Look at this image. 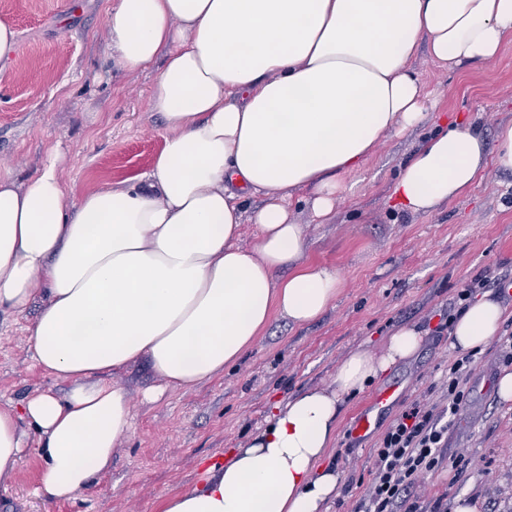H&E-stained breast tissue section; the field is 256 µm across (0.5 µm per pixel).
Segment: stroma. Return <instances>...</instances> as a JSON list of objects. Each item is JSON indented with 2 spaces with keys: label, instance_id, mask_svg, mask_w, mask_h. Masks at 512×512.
I'll list each match as a JSON object with an SVG mask.
<instances>
[{
  "label": "stroma",
  "instance_id": "obj_1",
  "mask_svg": "<svg viewBox=\"0 0 512 512\" xmlns=\"http://www.w3.org/2000/svg\"><path fill=\"white\" fill-rule=\"evenodd\" d=\"M114 0H0V22L13 26L18 46L0 68V176L24 182L56 161L68 200L122 184L148 170L166 130L149 95L160 69L125 72L110 48L105 20ZM430 97L425 122L381 140L361 171L344 176L349 191L325 223L315 219L308 192L291 200L305 228L304 262L341 275L333 305L316 321L296 326L274 317L241 359L210 382L145 400L159 379L146 363L116 376L129 393L133 426L112 453V468L87 497L51 503L38 493L41 463L24 455L16 478L0 487V512H160L164 497L201 482L204 460L245 447L277 402L331 385L353 351L382 353L403 324L417 325L419 350L379 381L346 397L335 449L339 492L329 512H354L373 477L372 450L394 419L441 387L458 352L449 333H436L457 291L477 274L512 273V174L486 163L464 195L430 213L395 208L393 185L403 165L441 118L462 116L494 142L512 123V42L491 61L447 69L427 55L413 62ZM39 302L25 313L0 311V405L69 384L38 368L27 341ZM465 379V407L448 429L447 456L473 461L462 474L448 467L425 478L427 497L474 500L478 512H512V402L499 400L505 367L497 341L475 356ZM389 387L398 397L371 409ZM372 410L373 431L353 437L358 415Z\"/></svg>",
  "mask_w": 512,
  "mask_h": 512
}]
</instances>
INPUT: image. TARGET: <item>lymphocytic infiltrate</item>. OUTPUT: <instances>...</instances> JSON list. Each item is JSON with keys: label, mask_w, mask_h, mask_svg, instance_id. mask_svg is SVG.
Here are the masks:
<instances>
[{"label": "lymphocytic infiltrate", "mask_w": 512, "mask_h": 512, "mask_svg": "<svg viewBox=\"0 0 512 512\" xmlns=\"http://www.w3.org/2000/svg\"><path fill=\"white\" fill-rule=\"evenodd\" d=\"M474 364L470 354L456 359L448 368L440 398L414 402L389 426L373 450V478L355 512H448L440 497L423 507L419 488L429 472L444 465L460 473L469 466L465 457L446 458L443 446L449 418L467 401L462 378Z\"/></svg>", "instance_id": "1"}]
</instances>
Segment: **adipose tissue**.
<instances>
[{
	"label": "adipose tissue",
	"instance_id": "adipose-tissue-1",
	"mask_svg": "<svg viewBox=\"0 0 512 512\" xmlns=\"http://www.w3.org/2000/svg\"><path fill=\"white\" fill-rule=\"evenodd\" d=\"M106 25L126 72L163 63L149 106L166 136L151 168L72 203L55 163L21 185L0 178V309L42 299L31 356L71 384L0 407V484L32 452L43 462L39 492L54 502L89 494L132 428L114 373L144 360L164 389L194 388L237 362L273 315L296 325L323 315L341 278L303 264L290 198L311 190L315 217L328 220L343 176L388 132L425 120L411 65L419 48L448 68L492 60L512 41V0H116ZM489 154L512 173V125L490 151L479 131L444 123L394 195L431 212L467 191ZM255 196L264 204L245 216ZM247 219L251 248L239 244ZM503 316L491 296L472 300L453 348L485 346ZM421 342L407 324L382 355L350 354L333 389L277 405L245 447L209 465L200 486L167 496L162 512H327L340 485L328 458L344 397Z\"/></svg>",
	"mask_w": 512,
	"mask_h": 512
}]
</instances>
